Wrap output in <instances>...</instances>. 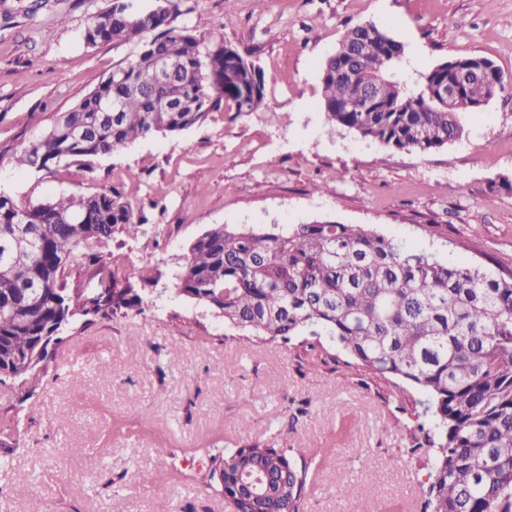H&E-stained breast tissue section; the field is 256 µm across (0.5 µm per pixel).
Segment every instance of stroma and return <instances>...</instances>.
Instances as JSON below:
<instances>
[{"mask_svg": "<svg viewBox=\"0 0 512 512\" xmlns=\"http://www.w3.org/2000/svg\"><path fill=\"white\" fill-rule=\"evenodd\" d=\"M111 4L0 0V148L39 133L133 59L134 44L79 39ZM199 20L205 39L261 67L266 111L235 119L219 109L89 168L47 173L0 161V189L17 199L115 187L141 209L138 239L112 242V271L151 300L95 316L57 349L32 397L0 384V417L22 420L0 447V512H154L161 502L171 512H229L205 489L206 449L273 439L307 470V512H424L431 464L398 427L412 406L394 380L365 374L331 343L320 363L302 336L241 337L178 295L175 273L212 225L322 219L371 225L450 264L512 271V190L501 184L512 179L511 92L428 153L329 134L320 105L323 63L366 23L403 44L407 83L469 55L512 79V0H181L177 25ZM63 411L70 419L59 429Z\"/></svg>", "mask_w": 512, "mask_h": 512, "instance_id": "obj_1", "label": "stroma"}]
</instances>
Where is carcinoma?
I'll return each instance as SVG.
<instances>
[{"instance_id": "cac0c4a2", "label": "carcinoma", "mask_w": 512, "mask_h": 512, "mask_svg": "<svg viewBox=\"0 0 512 512\" xmlns=\"http://www.w3.org/2000/svg\"><path fill=\"white\" fill-rule=\"evenodd\" d=\"M112 0L81 33L88 46L133 43L137 51L27 145L0 150L14 167L52 172L95 159L155 134H176L220 108L232 118L266 105L261 69L235 47L207 43L172 25L180 0L133 13ZM401 42L372 23L350 28L322 68L321 108L331 130L348 129L396 150L428 153L462 135L464 119L511 87L499 70L462 84L453 104L435 87L473 57L451 58L414 88L396 78ZM157 57L176 63L152 76ZM120 111L100 112L106 102ZM141 219L116 188L21 203L0 190V383L30 393L57 347L90 316L144 310L150 299L116 287L107 259L117 236L135 239ZM94 267L97 287L70 285L77 258ZM178 292L262 341L308 334L365 372L415 390L430 416L433 456L426 512H512V274L449 266L436 254L385 238L364 224L313 221L246 226L214 224L188 247ZM207 488L237 482L244 470L274 492L231 500V512H306V474L285 448L253 443L209 453Z\"/></svg>"}]
</instances>
